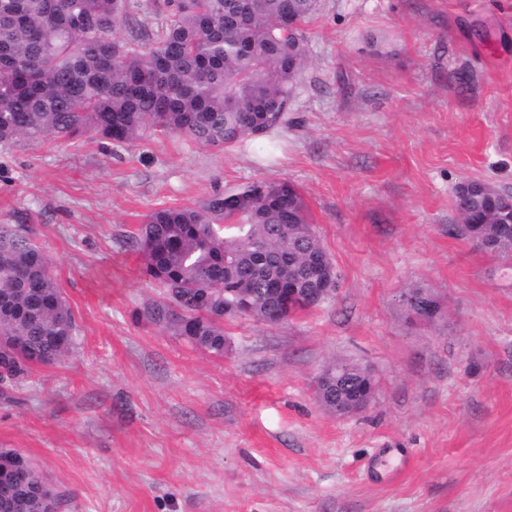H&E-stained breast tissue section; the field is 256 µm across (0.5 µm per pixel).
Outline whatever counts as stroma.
Returning a JSON list of instances; mask_svg holds the SVG:
<instances>
[{
	"mask_svg": "<svg viewBox=\"0 0 512 512\" xmlns=\"http://www.w3.org/2000/svg\"><path fill=\"white\" fill-rule=\"evenodd\" d=\"M306 35L287 127L240 148H0V225L29 226L79 327L0 388V448L68 512H512V259L448 232L460 184L512 193V0H321ZM259 179L299 187L341 279L282 323L225 318L217 356L149 319L163 294L128 239ZM334 361L374 375L366 411L319 402ZM380 448L413 452L387 482ZM404 302L416 317L423 320H431L441 311L437 301L426 293L417 297H405Z\"/></svg>",
	"mask_w": 512,
	"mask_h": 512,
	"instance_id": "obj_1",
	"label": "stroma"
}]
</instances>
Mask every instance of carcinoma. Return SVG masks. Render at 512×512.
<instances>
[{
    "mask_svg": "<svg viewBox=\"0 0 512 512\" xmlns=\"http://www.w3.org/2000/svg\"><path fill=\"white\" fill-rule=\"evenodd\" d=\"M163 0L164 24L146 37L132 19L136 0H0V146L93 134L133 143L149 131L172 133L230 150L268 133L288 114L305 63L303 39L318 0ZM291 14L295 29L284 26ZM477 205L458 186V230L486 252L512 257V232L486 207L483 222L465 229ZM129 244L163 288L151 319L191 344L224 354L226 291L250 300L245 318L265 321L275 304L272 265L260 250L288 256L301 276L322 248L299 188L287 180H256L215 190L195 206L149 214ZM50 260L26 227L0 226V384L35 364L62 359L76 345V322L50 274ZM369 370L327 365L321 404L352 412L354 384ZM0 456L21 463L27 476L15 494L25 512H44L38 465L13 448Z\"/></svg>",
    "mask_w": 512,
    "mask_h": 512,
    "instance_id": "obj_1",
    "label": "carcinoma"
}]
</instances>
